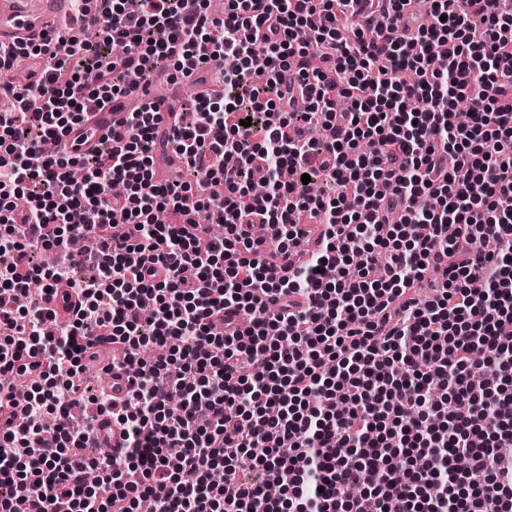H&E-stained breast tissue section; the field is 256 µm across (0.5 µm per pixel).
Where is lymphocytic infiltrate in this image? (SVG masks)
<instances>
[{
  "mask_svg": "<svg viewBox=\"0 0 512 512\" xmlns=\"http://www.w3.org/2000/svg\"><path fill=\"white\" fill-rule=\"evenodd\" d=\"M211 2L101 0L81 34L0 48V71L43 60L0 81V403L27 379L0 512H512V260L487 248L512 239V11L384 0L375 40L356 0ZM199 64L195 184L156 181L151 103L96 157L38 156L87 101ZM61 280L81 307L51 328ZM101 337L130 378L119 457L71 414L112 407L80 384Z\"/></svg>",
  "mask_w": 512,
  "mask_h": 512,
  "instance_id": "f902f5d3",
  "label": "lymphocytic infiltrate"
}]
</instances>
